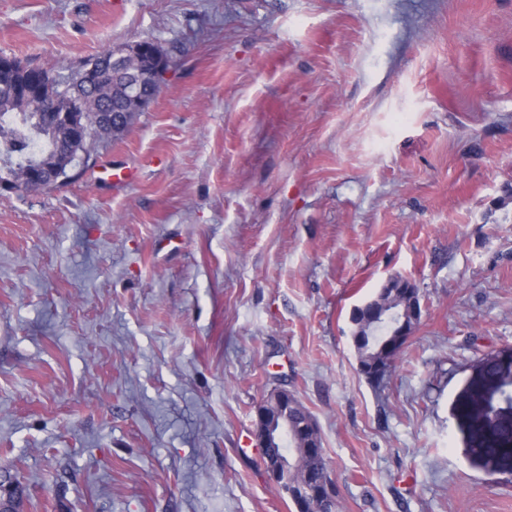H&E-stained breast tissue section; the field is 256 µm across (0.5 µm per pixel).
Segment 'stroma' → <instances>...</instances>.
<instances>
[{"instance_id": "1", "label": "stroma", "mask_w": 512, "mask_h": 512, "mask_svg": "<svg viewBox=\"0 0 512 512\" xmlns=\"http://www.w3.org/2000/svg\"><path fill=\"white\" fill-rule=\"evenodd\" d=\"M142 39L170 67L129 129L0 195L17 512H296L241 451L274 387L340 512H512L452 414L512 347V0H0V55L64 75ZM395 275L422 317L375 386L350 313Z\"/></svg>"}]
</instances>
